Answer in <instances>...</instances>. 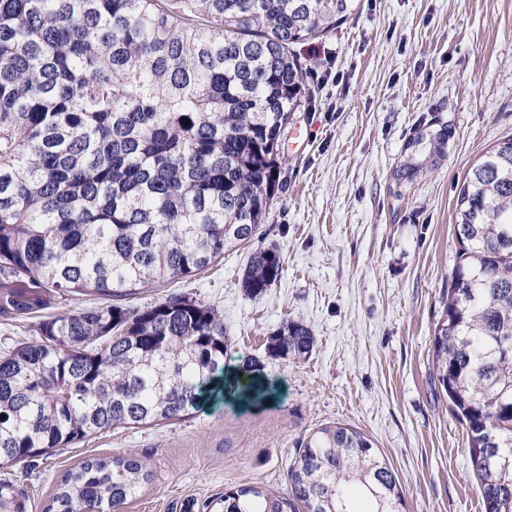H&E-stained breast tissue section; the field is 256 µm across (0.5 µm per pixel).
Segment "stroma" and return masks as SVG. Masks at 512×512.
Here are the masks:
<instances>
[{
	"label": "stroma",
	"instance_id": "obj_1",
	"mask_svg": "<svg viewBox=\"0 0 512 512\" xmlns=\"http://www.w3.org/2000/svg\"><path fill=\"white\" fill-rule=\"evenodd\" d=\"M295 51L310 99L284 134L280 189L254 238L132 300L182 293L214 307L229 344L225 385L248 363L255 389L276 396L217 392L185 419L105 429L1 466L28 512H45L65 474L91 458H133L149 471L120 512H208L241 485L284 493L305 432L328 422L369 437L406 512H482L466 432L434 388L431 336L462 182L512 137V0H356L333 33ZM269 248L283 272L247 295L249 260ZM288 320L311 329L309 357L271 351Z\"/></svg>",
	"mask_w": 512,
	"mask_h": 512
}]
</instances>
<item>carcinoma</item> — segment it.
<instances>
[{
	"label": "carcinoma",
	"mask_w": 512,
	"mask_h": 512,
	"mask_svg": "<svg viewBox=\"0 0 512 512\" xmlns=\"http://www.w3.org/2000/svg\"><path fill=\"white\" fill-rule=\"evenodd\" d=\"M354 0H0V319L80 293L107 303L37 325L0 351V464L43 457L111 427L179 420L224 364V320L143 288L185 279L251 241L279 190L282 135L309 98L294 45L324 35ZM189 124H184V120ZM455 262L432 333L434 384L464 426L483 512H512V137L468 172ZM257 252L241 288L280 277ZM272 350L307 357L289 320ZM135 459L82 462L46 512H102L149 481ZM401 512L394 470L366 434L313 428L288 492L224 491L218 512ZM0 512H27L0 482Z\"/></svg>",
	"instance_id": "cac0c4a2"
}]
</instances>
